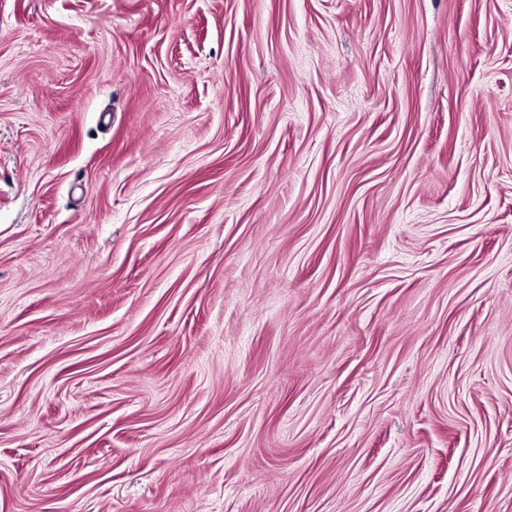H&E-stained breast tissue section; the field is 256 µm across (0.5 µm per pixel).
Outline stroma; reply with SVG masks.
I'll use <instances>...</instances> for the list:
<instances>
[{
  "mask_svg": "<svg viewBox=\"0 0 512 512\" xmlns=\"http://www.w3.org/2000/svg\"><path fill=\"white\" fill-rule=\"evenodd\" d=\"M0 512H512V0H0Z\"/></svg>",
  "mask_w": 512,
  "mask_h": 512,
  "instance_id": "35a3bbf8",
  "label": "stroma"
}]
</instances>
